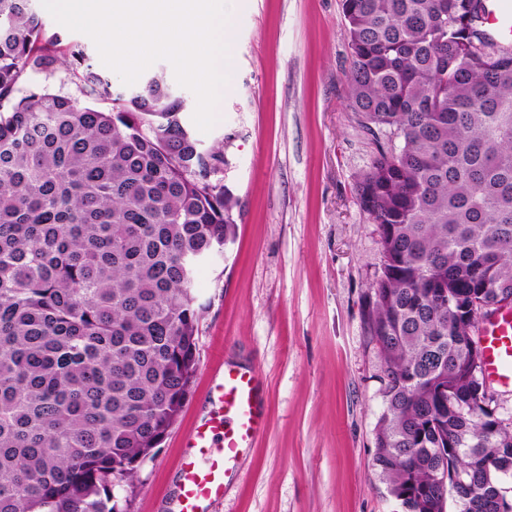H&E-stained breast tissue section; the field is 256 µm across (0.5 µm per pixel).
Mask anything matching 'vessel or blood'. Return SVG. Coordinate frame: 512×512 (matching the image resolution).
Masks as SVG:
<instances>
[{
  "label": "vessel or blood",
  "mask_w": 512,
  "mask_h": 512,
  "mask_svg": "<svg viewBox=\"0 0 512 512\" xmlns=\"http://www.w3.org/2000/svg\"><path fill=\"white\" fill-rule=\"evenodd\" d=\"M485 373L512 388V310L501 312L482 332ZM212 392L220 408L188 435L169 512H208L223 498L246 450L267 425L266 392L257 371L225 361L215 371Z\"/></svg>",
  "instance_id": "vessel-or-blood-1"
}]
</instances>
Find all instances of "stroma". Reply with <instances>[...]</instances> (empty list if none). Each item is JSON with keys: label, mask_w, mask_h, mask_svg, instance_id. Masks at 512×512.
<instances>
[{"label": "stroma", "mask_w": 512, "mask_h": 512, "mask_svg": "<svg viewBox=\"0 0 512 512\" xmlns=\"http://www.w3.org/2000/svg\"><path fill=\"white\" fill-rule=\"evenodd\" d=\"M231 21L220 120L196 139L224 147L236 239L198 274L197 372L127 512H164L227 355L259 373L268 423L210 512H401L374 462L383 361L364 308L383 253L356 199L375 143L349 106L341 0H237Z\"/></svg>", "instance_id": "35a3bbf8"}]
</instances>
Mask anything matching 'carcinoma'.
<instances>
[{"label": "carcinoma", "instance_id": "obj_1", "mask_svg": "<svg viewBox=\"0 0 512 512\" xmlns=\"http://www.w3.org/2000/svg\"><path fill=\"white\" fill-rule=\"evenodd\" d=\"M349 100L376 155L356 184L384 255L375 465L406 512L507 499L512 426L485 420L464 307L512 295V47L476 0H342ZM64 64L90 104L25 73ZM99 100L112 106L100 109ZM161 76L112 91L30 0H0V512H117L197 368L199 269L237 205Z\"/></svg>", "mask_w": 512, "mask_h": 512}]
</instances>
